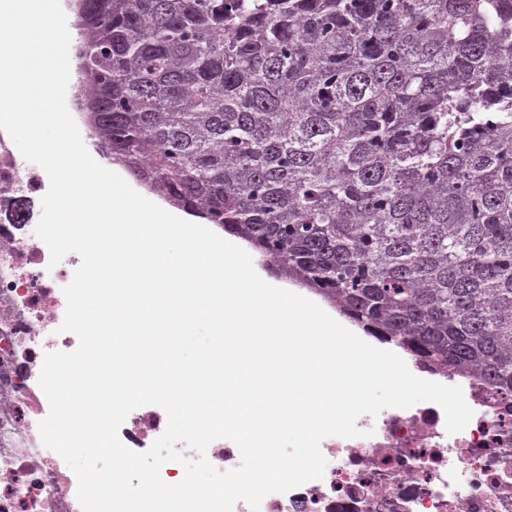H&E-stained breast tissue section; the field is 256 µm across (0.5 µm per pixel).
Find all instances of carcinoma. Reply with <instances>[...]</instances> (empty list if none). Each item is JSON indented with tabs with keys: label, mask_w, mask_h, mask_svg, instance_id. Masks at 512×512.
<instances>
[{
	"label": "carcinoma",
	"mask_w": 512,
	"mask_h": 512,
	"mask_svg": "<svg viewBox=\"0 0 512 512\" xmlns=\"http://www.w3.org/2000/svg\"><path fill=\"white\" fill-rule=\"evenodd\" d=\"M89 134L416 366L512 392L505 0H81Z\"/></svg>",
	"instance_id": "cac0c4a2"
}]
</instances>
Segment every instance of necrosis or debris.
<instances>
[{
    "mask_svg": "<svg viewBox=\"0 0 512 512\" xmlns=\"http://www.w3.org/2000/svg\"><path fill=\"white\" fill-rule=\"evenodd\" d=\"M48 187L45 171L0 130V512H82L76 476L38 429L49 412L38 384L44 355L76 348L59 326L63 288L81 263L75 252L51 263L34 233ZM460 386L474 411L462 431L448 433L433 402L361 416L363 436L322 440V478L233 512H512V392L475 379ZM167 425L164 409L142 407L118 437L142 453Z\"/></svg>",
    "mask_w": 512,
    "mask_h": 512,
    "instance_id": "necrosis-or-debris-1",
    "label": "necrosis or debris"
}]
</instances>
